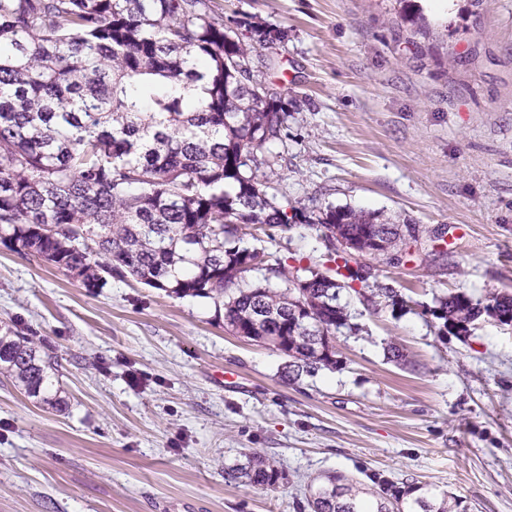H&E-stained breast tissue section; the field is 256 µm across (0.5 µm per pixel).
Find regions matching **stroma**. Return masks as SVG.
I'll return each instance as SVG.
<instances>
[{"mask_svg": "<svg viewBox=\"0 0 512 512\" xmlns=\"http://www.w3.org/2000/svg\"><path fill=\"white\" fill-rule=\"evenodd\" d=\"M207 4L241 38L246 20L285 32L251 61L289 101L265 151L277 203L417 225L397 260L370 261L404 305L349 296L359 329L337 334L336 368L294 381L209 301L130 278L90 290L0 244V335L40 339L68 401L0 376V512H301L333 472L512 512V326L442 334L431 314L438 296L512 293V0ZM242 244L289 269L325 251L303 224ZM255 450L276 488L226 480Z\"/></svg>", "mask_w": 512, "mask_h": 512, "instance_id": "35a3bbf8", "label": "stroma"}]
</instances>
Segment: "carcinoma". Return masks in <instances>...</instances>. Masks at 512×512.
I'll list each match as a JSON object with an SVG mask.
<instances>
[{
  "label": "carcinoma",
  "instance_id": "carcinoma-1",
  "mask_svg": "<svg viewBox=\"0 0 512 512\" xmlns=\"http://www.w3.org/2000/svg\"><path fill=\"white\" fill-rule=\"evenodd\" d=\"M251 49L206 0H0V242L89 289L131 276L210 301L234 334L279 337L296 378L336 367V333L355 330L342 291L394 308L402 299L331 250L332 284L317 266L291 272L278 260L274 278L304 273L308 287L250 280L245 265H267L270 254L240 247L244 231L305 224L361 249L376 233L389 249L402 238L379 212L277 204L263 150L287 126L288 98L262 90ZM435 303L442 334L512 317L508 293ZM313 336L329 337L324 351ZM0 375L39 404L67 405L58 365L29 336H0ZM226 478L266 489L282 471L255 451ZM307 503L310 512H468L415 483L338 472L310 487Z\"/></svg>",
  "mask_w": 512,
  "mask_h": 512
}]
</instances>
